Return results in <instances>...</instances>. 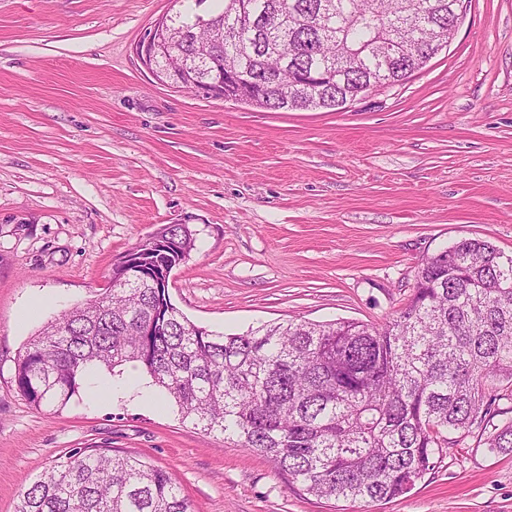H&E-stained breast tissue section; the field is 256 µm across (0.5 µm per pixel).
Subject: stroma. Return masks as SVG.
<instances>
[{
	"instance_id": "obj_1",
	"label": "stroma",
	"mask_w": 512,
	"mask_h": 512,
	"mask_svg": "<svg viewBox=\"0 0 512 512\" xmlns=\"http://www.w3.org/2000/svg\"><path fill=\"white\" fill-rule=\"evenodd\" d=\"M183 0H0V512L75 448L142 456L193 512H512V453L478 432L388 503L321 499L269 458L136 402L148 374L89 375L61 409L14 383L27 341L108 287L166 224L195 233L170 276L192 323L381 325L424 260L464 238L512 255V0H464L447 49L348 108L266 110L158 83L134 48Z\"/></svg>"
}]
</instances>
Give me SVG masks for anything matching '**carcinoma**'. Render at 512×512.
Masks as SVG:
<instances>
[{
  "label": "carcinoma",
  "mask_w": 512,
  "mask_h": 512,
  "mask_svg": "<svg viewBox=\"0 0 512 512\" xmlns=\"http://www.w3.org/2000/svg\"><path fill=\"white\" fill-rule=\"evenodd\" d=\"M169 17L189 75L208 92L234 67L266 86L243 102L270 110L334 109L366 86L395 85L438 54L460 0H222ZM337 76L276 83L262 62ZM195 239L169 224L143 244L142 273L112 270L105 292L47 322L19 355L14 382L34 406L62 408L98 369L143 366L182 420L237 439L309 494L389 502L408 493L473 428L512 452V256L462 239L427 258L395 319L289 320L243 334L191 323L150 286ZM506 421L497 425L494 418ZM15 512H191L173 474L135 455L75 448L21 489Z\"/></svg>",
  "instance_id": "obj_1"
}]
</instances>
